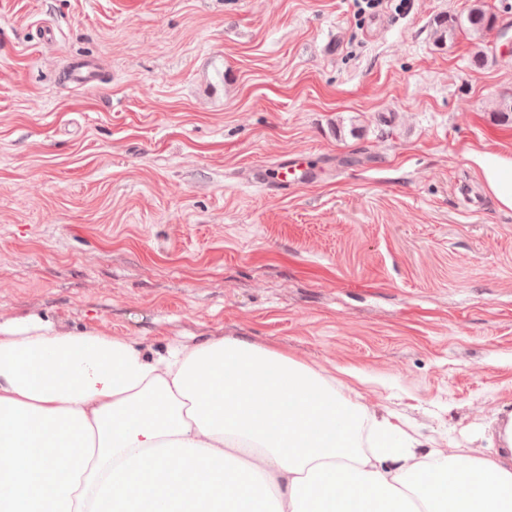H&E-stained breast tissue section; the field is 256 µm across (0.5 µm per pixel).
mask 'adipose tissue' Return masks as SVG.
<instances>
[{
	"mask_svg": "<svg viewBox=\"0 0 512 512\" xmlns=\"http://www.w3.org/2000/svg\"><path fill=\"white\" fill-rule=\"evenodd\" d=\"M473 161L512 210V160ZM494 439L424 461L335 379L245 339L150 353L0 325V512H512V410Z\"/></svg>",
	"mask_w": 512,
	"mask_h": 512,
	"instance_id": "1",
	"label": "adipose tissue"
}]
</instances>
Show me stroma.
<instances>
[{"instance_id": "1", "label": "stroma", "mask_w": 512, "mask_h": 512, "mask_svg": "<svg viewBox=\"0 0 512 512\" xmlns=\"http://www.w3.org/2000/svg\"><path fill=\"white\" fill-rule=\"evenodd\" d=\"M471 0H0V324L245 339L487 448L512 409V48ZM52 25L57 36L39 41ZM70 57L100 81L63 84ZM293 163L312 181L266 184ZM497 17L488 11L482 0H474L465 19L448 15L438 19L433 28L434 42L438 45L446 43L455 37L458 32L469 33L478 45L474 64H481L487 60L481 42L486 33L494 29ZM472 159L486 190L502 209L512 210V160L492 151L475 153Z\"/></svg>"}]
</instances>
